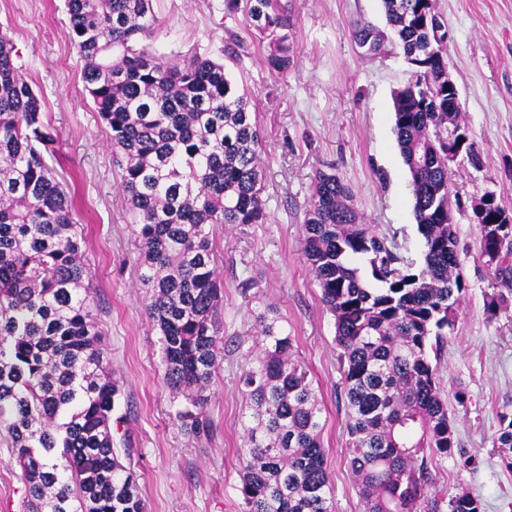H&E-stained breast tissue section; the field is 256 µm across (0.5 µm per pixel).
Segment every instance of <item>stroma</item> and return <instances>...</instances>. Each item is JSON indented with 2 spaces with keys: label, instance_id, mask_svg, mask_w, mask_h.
<instances>
[{
  "label": "stroma",
  "instance_id": "stroma-1",
  "mask_svg": "<svg viewBox=\"0 0 512 512\" xmlns=\"http://www.w3.org/2000/svg\"><path fill=\"white\" fill-rule=\"evenodd\" d=\"M159 25L148 51L223 63L251 95L262 135L267 221L215 225L213 248L224 289V358L209 390L208 433L186 432L185 408L163 382L159 334L145 306L148 290L131 230L109 129L85 89L84 61L70 39L66 0H0V31L41 100L56 137L49 166L75 196L74 221L95 293L94 313L108 368L121 388L112 426L115 448H132L146 512H246L240 492L245 402L239 378L260 351L257 316L275 307L321 408V440L335 512H364L350 470L342 367L331 314L303 255L304 210L316 171L336 174L351 190L365 223L422 257L410 175L394 134L393 95L411 76L381 0H292L293 65L277 74L245 10L224 0H156ZM451 34L448 75L459 91L462 122L477 162L451 163L462 274L468 285L438 364L458 445L431 463L421 512H448L466 491L483 512H512V464L494 442L499 415L512 411V304L489 316L492 274L480 252L472 204L496 192L512 210V0H436ZM370 24L387 38L371 55L352 36ZM463 392L456 401L455 392ZM24 485L0 430V512H21Z\"/></svg>",
  "mask_w": 512,
  "mask_h": 512
}]
</instances>
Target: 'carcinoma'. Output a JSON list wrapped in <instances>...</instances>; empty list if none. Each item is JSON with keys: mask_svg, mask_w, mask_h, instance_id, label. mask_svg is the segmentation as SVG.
Wrapping results in <instances>:
<instances>
[{"mask_svg": "<svg viewBox=\"0 0 512 512\" xmlns=\"http://www.w3.org/2000/svg\"><path fill=\"white\" fill-rule=\"evenodd\" d=\"M411 79L394 96V133L411 177L422 263L363 223L336 175L316 172L304 215V257L341 349L351 469L365 512H418L428 461L455 432L439 357L467 291L453 222L448 147L472 134L448 111V28L434 0H382ZM268 68L291 65L290 0H247ZM86 90L111 131L132 230L150 288L164 380L189 401L185 427L204 429L205 390L224 356L223 293L211 224H263L265 174L250 96L224 65L175 61L139 46L154 0H67ZM369 54L370 25L354 30ZM0 33V425L25 487L24 512H144L131 468L112 448L119 384L93 313L95 296L74 229L73 198L44 160L55 137L41 100ZM495 280L512 283V224H481ZM263 348L241 376L248 410L241 494L246 512H334L316 391L293 360L294 339L272 307L257 316ZM494 447L512 454V413ZM467 493L448 512H481Z\"/></svg>", "mask_w": 512, "mask_h": 512, "instance_id": "1", "label": "carcinoma"}]
</instances>
